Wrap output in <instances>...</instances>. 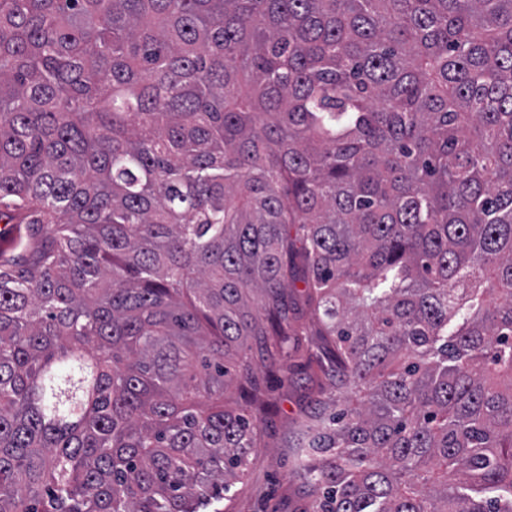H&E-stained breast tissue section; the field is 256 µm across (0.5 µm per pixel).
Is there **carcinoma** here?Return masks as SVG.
I'll list each match as a JSON object with an SVG mask.
<instances>
[{
  "instance_id": "obj_1",
  "label": "carcinoma",
  "mask_w": 512,
  "mask_h": 512,
  "mask_svg": "<svg viewBox=\"0 0 512 512\" xmlns=\"http://www.w3.org/2000/svg\"><path fill=\"white\" fill-rule=\"evenodd\" d=\"M0 222V512H231L305 310L313 512H512V0H0Z\"/></svg>"
}]
</instances>
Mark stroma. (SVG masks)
I'll list each match as a JSON object with an SVG mask.
<instances>
[{
	"mask_svg": "<svg viewBox=\"0 0 512 512\" xmlns=\"http://www.w3.org/2000/svg\"><path fill=\"white\" fill-rule=\"evenodd\" d=\"M289 348L293 357L288 361L287 381L270 378L262 365L253 369L258 384L273 397L276 409L259 424L257 446L235 485L233 512H311V495L293 475L298 425L310 414L318 392H331L333 382L325 379L318 383L308 377V359L327 356L309 330L292 337Z\"/></svg>",
	"mask_w": 512,
	"mask_h": 512,
	"instance_id": "1",
	"label": "stroma"
}]
</instances>
